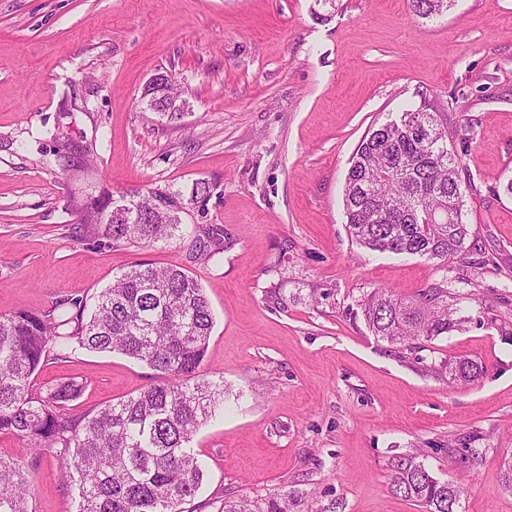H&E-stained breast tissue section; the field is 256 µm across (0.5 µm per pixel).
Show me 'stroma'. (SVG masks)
<instances>
[{
  "instance_id": "obj_1",
  "label": "stroma",
  "mask_w": 512,
  "mask_h": 512,
  "mask_svg": "<svg viewBox=\"0 0 512 512\" xmlns=\"http://www.w3.org/2000/svg\"><path fill=\"white\" fill-rule=\"evenodd\" d=\"M0 0V314L93 295L137 262L201 284L214 327L201 365L224 412L193 437L204 472L187 512L295 488L344 512H422L390 490L393 456L417 452L464 489L459 512H512V0H455L413 16L409 0ZM174 77L171 124L142 92ZM430 102L461 159L467 264L377 254L352 242L343 190L368 130ZM89 150L70 166L55 153ZM211 194L184 236L147 248L82 237L74 201L152 188ZM219 225L218 258H194L196 227ZM447 280L462 329L421 355L373 336L359 303ZM482 365L457 383L448 359ZM84 384L77 410L158 380L120 353L47 362L36 387ZM479 457H471V449ZM52 453L33 473V512H71Z\"/></svg>"
}]
</instances>
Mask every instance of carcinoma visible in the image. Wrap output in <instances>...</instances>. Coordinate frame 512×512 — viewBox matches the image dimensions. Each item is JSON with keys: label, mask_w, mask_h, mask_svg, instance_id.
I'll return each mask as SVG.
<instances>
[{"label": "carcinoma", "mask_w": 512, "mask_h": 512, "mask_svg": "<svg viewBox=\"0 0 512 512\" xmlns=\"http://www.w3.org/2000/svg\"><path fill=\"white\" fill-rule=\"evenodd\" d=\"M454 0H411L415 16L448 11ZM149 109L176 122L182 113L160 95ZM460 161L448 149V123L440 112H402L395 122L368 131L352 157L343 195L351 239L379 253L427 256L443 264L466 254ZM75 202L83 236L112 246L149 247L181 231L182 193L154 189L145 196ZM197 255L224 252V230L204 229ZM441 280L403 299L386 288L364 296L368 329L412 353L465 322L448 303ZM214 325L203 288L181 269L138 262L90 298L68 296L43 314L0 315V435L22 439L32 454L55 455L64 483L76 491L73 512H185L204 471L193 436L224 409V382L201 374ZM80 350L119 352L146 363L160 381L136 396L79 413L70 408L82 390L61 381L33 389L43 363L62 362ZM440 369L471 383L483 368L466 359ZM30 469L0 456V512H32ZM390 489L425 512H458L463 488L441 482L413 454L391 463ZM334 501L312 508L296 489L261 501L232 498L221 512H341Z\"/></svg>", "instance_id": "obj_1"}]
</instances>
